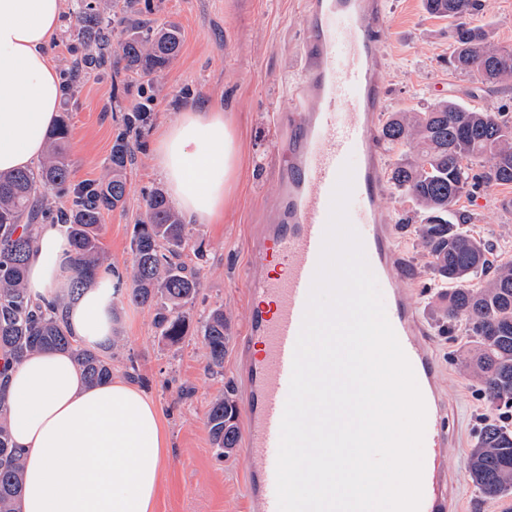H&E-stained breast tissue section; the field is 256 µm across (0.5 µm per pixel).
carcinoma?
Masks as SVG:
<instances>
[{"mask_svg":"<svg viewBox=\"0 0 512 512\" xmlns=\"http://www.w3.org/2000/svg\"><path fill=\"white\" fill-rule=\"evenodd\" d=\"M433 17L450 20V64L487 87L504 92L512 83V50L498 46L492 34L473 27L468 18L487 0H424ZM151 11L150 0H76V39L69 44L71 76L65 95L73 94L83 73L125 72L143 85L155 80L178 55L179 25L140 18ZM147 113L125 112L108 157L102 180L71 183L66 144L68 113L48 134V153L37 170L0 174V364L8 367L45 350L69 351L85 378L102 384L112 378L110 345H79L63 312L94 281L105 263L100 239L102 217L124 206L127 166L135 157ZM382 136L392 147H406L390 169L388 182L408 195L422 214L416 232L427 257V272L448 285L440 295L439 322L466 319L470 338L478 345L472 358L481 379V395L496 406L512 408V262L492 259L490 246L463 228L468 217L448 221L460 198L481 187L512 185V114L478 110L443 100L419 110L394 112ZM482 170L473 171L476 159ZM55 192L68 198L57 208L37 193ZM61 224L70 247L71 288L63 297L42 305L24 288L26 260L36 224ZM188 234L182 216L166 196L155 190L145 200V213L134 225L131 242V288L118 287L132 303L155 310V326L172 345L188 335L185 307L201 287L199 270L180 261ZM208 350V368L224 367L231 339L224 308L211 309L201 321ZM0 388V512H18L23 485V459L16 450ZM208 427L217 455L238 447V408L229 393L216 398ZM465 476L489 498L512 495V426L487 417Z\"/></svg>","mask_w":512,"mask_h":512,"instance_id":"1","label":"carcinoma"}]
</instances>
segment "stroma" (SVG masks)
Instances as JSON below:
<instances>
[{"label":"stroma","mask_w":512,"mask_h":512,"mask_svg":"<svg viewBox=\"0 0 512 512\" xmlns=\"http://www.w3.org/2000/svg\"><path fill=\"white\" fill-rule=\"evenodd\" d=\"M152 18L176 22L182 31L178 56L152 88L143 91L130 76H85L71 98L62 100L71 124V180L105 177L107 159L123 112L138 103L150 112L142 148L127 171L124 207L105 214L102 244L109 264L120 273L130 268L133 226L145 211L148 193L158 189L152 172V132L172 120L185 105L206 102L232 115L242 147L232 197L217 224L190 225V249L204 253L199 263L201 289L189 307L191 322L223 307L231 324L233 346L221 369L208 370L207 349L197 330L173 346L154 325L152 308L119 298L115 301L112 374L137 372L136 387L158 404L170 452L161 463L152 512H247L245 467L241 450L217 458L206 425L211 402L225 387H239L234 345L244 334L249 305L239 279L249 263L248 238L264 223L279 190L280 155L273 116L287 112L298 79V56L306 36L300 24L301 0H151ZM391 25L381 44L389 59L388 112L416 110L441 100L489 111L512 110V91H489L475 78L451 70L448 22L430 16L422 0H388ZM471 25L490 30L500 47L512 48V0H488ZM381 206L397 230L407 263L418 271L416 284H403L428 332L431 352L443 373L439 387L448 403L453 432L448 465L458 475L462 512H512V497L487 500L465 476V463L477 443L481 419L489 408L480 382L462 358L473 343L464 334L442 336L435 303L445 292L440 282L423 276L425 259L411 222L415 205L387 191ZM458 207L468 214L469 230L495 248L499 259L512 260V186H492L463 196Z\"/></svg>","instance_id":"35a3bbf8"}]
</instances>
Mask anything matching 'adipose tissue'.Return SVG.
<instances>
[{
    "mask_svg": "<svg viewBox=\"0 0 512 512\" xmlns=\"http://www.w3.org/2000/svg\"><path fill=\"white\" fill-rule=\"evenodd\" d=\"M64 0H0V173L44 155L62 84L49 54ZM241 147L221 107L191 104L153 137L152 162L172 207L192 224L223 213ZM69 244L62 225L41 224L28 258L32 299L64 295ZM115 276L101 268L67 309L83 344L112 336ZM7 417L23 451L19 512H151L166 452L160 411L141 389L114 378L89 383L71 353L43 350L7 370Z\"/></svg>",
    "mask_w": 512,
    "mask_h": 512,
    "instance_id": "ef3b65f1",
    "label": "adipose tissue"
}]
</instances>
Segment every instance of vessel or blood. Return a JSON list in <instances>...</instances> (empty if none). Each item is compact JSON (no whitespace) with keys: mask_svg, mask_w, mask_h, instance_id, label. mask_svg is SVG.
Wrapping results in <instances>:
<instances>
[{"mask_svg":"<svg viewBox=\"0 0 512 512\" xmlns=\"http://www.w3.org/2000/svg\"><path fill=\"white\" fill-rule=\"evenodd\" d=\"M386 0H303L301 72L288 118L278 126L288 146L277 207L252 236L242 280L250 317L238 346L243 389L246 491L252 512H278L276 461L280 423L307 296L318 266L341 168L353 165L348 218L359 233L388 320L413 368L426 406L420 512H456L447 468V409L417 311L400 281L415 273L396 245L379 204L386 191L376 119L389 97L381 36Z\"/></svg>","mask_w":512,"mask_h":512,"instance_id":"1","label":"vessel or blood"}]
</instances>
